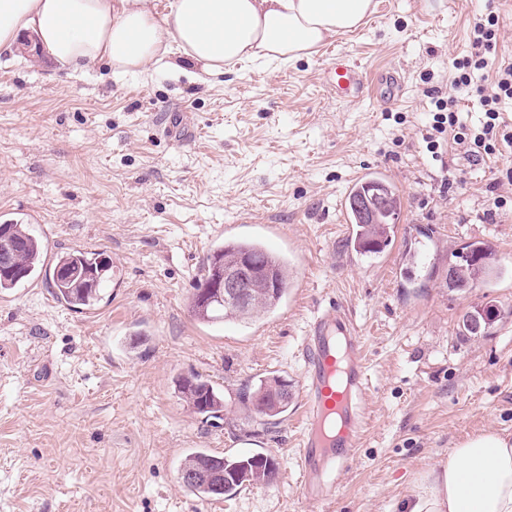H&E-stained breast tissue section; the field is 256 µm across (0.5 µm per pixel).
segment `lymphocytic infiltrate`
I'll list each match as a JSON object with an SVG mask.
<instances>
[{
  "instance_id": "lymphocytic-infiltrate-1",
  "label": "lymphocytic infiltrate",
  "mask_w": 512,
  "mask_h": 512,
  "mask_svg": "<svg viewBox=\"0 0 512 512\" xmlns=\"http://www.w3.org/2000/svg\"><path fill=\"white\" fill-rule=\"evenodd\" d=\"M500 37L496 11L474 18L470 47L452 62L453 94L431 97V120L422 139L432 160H442L450 143L477 164L500 160L512 151V121L504 116L506 106L512 105V58L499 53ZM462 91L475 99L482 114L479 125L463 120L458 97Z\"/></svg>"
}]
</instances>
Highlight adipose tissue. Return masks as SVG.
<instances>
[{"instance_id": "obj_1", "label": "adipose tissue", "mask_w": 512, "mask_h": 512, "mask_svg": "<svg viewBox=\"0 0 512 512\" xmlns=\"http://www.w3.org/2000/svg\"><path fill=\"white\" fill-rule=\"evenodd\" d=\"M374 0H0V50L34 33L60 65L135 73L178 47L210 75L255 60L286 65L357 30ZM399 512H512V435L492 430L450 449L414 479Z\"/></svg>"}]
</instances>
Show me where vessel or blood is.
<instances>
[{
  "mask_svg": "<svg viewBox=\"0 0 512 512\" xmlns=\"http://www.w3.org/2000/svg\"><path fill=\"white\" fill-rule=\"evenodd\" d=\"M337 95H351L360 80L354 66L332 71ZM302 430L297 464L313 512L336 495V476L359 448L367 424L369 390L365 346L352 318L333 307L314 319L304 338Z\"/></svg>",
  "mask_w": 512,
  "mask_h": 512,
  "instance_id": "obj_1",
  "label": "vessel or blood"
}]
</instances>
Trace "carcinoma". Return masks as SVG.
Segmentation results:
<instances>
[{
	"mask_svg": "<svg viewBox=\"0 0 512 512\" xmlns=\"http://www.w3.org/2000/svg\"><path fill=\"white\" fill-rule=\"evenodd\" d=\"M401 208L397 189L382 180L372 178L360 185L350 201L352 223L358 225L357 247L365 253H377L386 243L388 226ZM8 242L7 262L16 270L13 276L0 274V291L9 290L32 276L41 262L42 245L23 225L14 221L0 223L1 242ZM493 256L491 246L476 241L457 253L456 262L448 266V283L453 288H477L490 283L494 266L488 258ZM243 259L259 265L260 274L250 282L247 305L242 306L228 298L214 300L207 305L192 295L190 307L193 315L202 322L216 319L249 323L261 315L273 312L287 294L290 269L288 262L255 242L231 241L214 250L207 258L204 273L196 280L194 289L214 278L221 267L232 266ZM112 268L111 260L103 252L73 250L57 257L50 279L56 298L75 309L90 308L100 297L104 275ZM495 311L476 308L462 320L463 329L472 336L486 333L493 324ZM286 383L278 378H263L253 385L242 388L237 395L239 404L260 419L274 418L288 409L291 398H278L275 393ZM178 391L199 414L210 418H222L224 399L214 386L199 375L178 380ZM217 471L224 474L220 489L201 480L187 486L200 498L230 495L244 483H268L277 473L275 461L262 454L236 457H220L203 450L188 455L181 472Z\"/></svg>",
	"mask_w": 512,
	"mask_h": 512,
	"instance_id": "obj_1",
	"label": "carcinoma"
}]
</instances>
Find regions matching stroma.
I'll return each mask as SVG.
<instances>
[{
	"label": "stroma",
	"instance_id": "stroma-1",
	"mask_svg": "<svg viewBox=\"0 0 512 512\" xmlns=\"http://www.w3.org/2000/svg\"><path fill=\"white\" fill-rule=\"evenodd\" d=\"M494 7L512 55V0H376L358 32L284 68L251 63L75 72L0 51V222L28 224L44 263L0 293V512H309L295 458L312 319L333 306L366 343L368 425L327 512H397L416 473L467 435L512 433V212L485 219L492 169L451 149L432 163L420 130L428 91L447 93L475 15ZM356 63L357 99L324 85L334 58ZM404 80L389 102L385 75ZM387 172L401 210L387 246L356 253L340 199L359 175ZM452 188H444V176ZM255 238L287 258L276 311L249 324L203 323L190 308L208 256ZM487 242L501 276L459 291L448 264ZM117 259L95 309L48 286L56 253ZM497 312L486 336L463 316ZM191 374L224 395L206 420L181 398ZM285 379L272 425L236 401L241 384ZM204 450L260 453L267 484L202 500L180 466Z\"/></svg>",
	"mask_w": 512,
	"mask_h": 512
}]
</instances>
